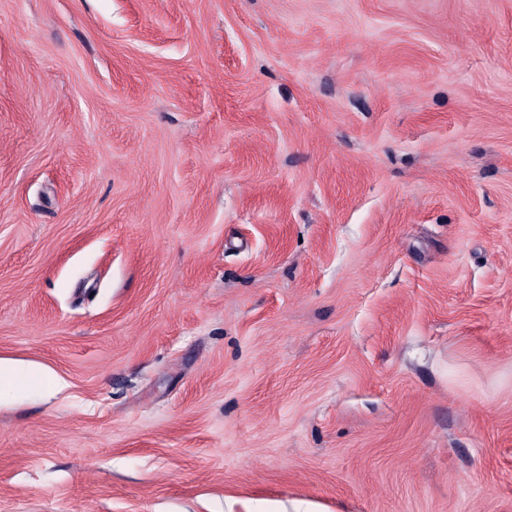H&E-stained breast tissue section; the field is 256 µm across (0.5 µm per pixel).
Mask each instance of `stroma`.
<instances>
[{
	"label": "stroma",
	"mask_w": 512,
	"mask_h": 512,
	"mask_svg": "<svg viewBox=\"0 0 512 512\" xmlns=\"http://www.w3.org/2000/svg\"><path fill=\"white\" fill-rule=\"evenodd\" d=\"M0 512H512V0H0ZM58 382L41 368H31L10 359H0V397L35 390H53Z\"/></svg>",
	"instance_id": "1"
}]
</instances>
